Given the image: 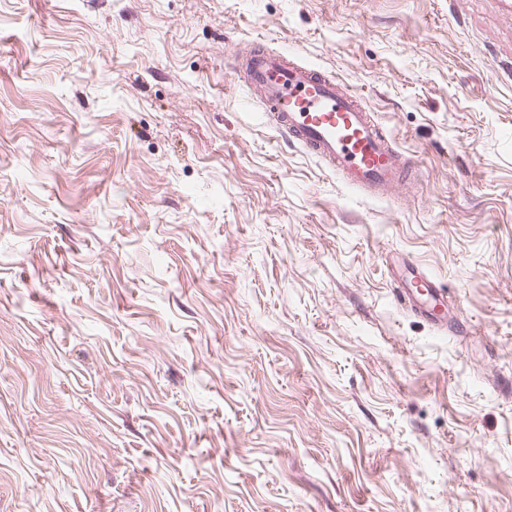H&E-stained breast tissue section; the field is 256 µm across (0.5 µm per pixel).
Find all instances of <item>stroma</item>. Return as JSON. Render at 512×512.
<instances>
[{
  "mask_svg": "<svg viewBox=\"0 0 512 512\" xmlns=\"http://www.w3.org/2000/svg\"><path fill=\"white\" fill-rule=\"evenodd\" d=\"M256 40L411 180L263 123ZM0 512H512V0H0ZM239 59L237 70L243 72L267 123L347 187L384 197L410 174V158L393 145L356 89L261 43ZM394 291L395 301L399 305L409 307L412 311L440 323L435 313L425 307V300L431 299L435 305H446V290L430 275L422 272L413 274L411 280L398 282Z\"/></svg>",
  "mask_w": 512,
  "mask_h": 512,
  "instance_id": "35a3bbf8",
  "label": "stroma"
}]
</instances>
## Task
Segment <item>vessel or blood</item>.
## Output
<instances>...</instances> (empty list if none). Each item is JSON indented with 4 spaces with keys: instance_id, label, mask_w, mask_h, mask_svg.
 <instances>
[{
    "instance_id": "b4317fda",
    "label": "vessel or blood",
    "mask_w": 512,
    "mask_h": 512,
    "mask_svg": "<svg viewBox=\"0 0 512 512\" xmlns=\"http://www.w3.org/2000/svg\"><path fill=\"white\" fill-rule=\"evenodd\" d=\"M240 61L247 85L273 128L347 187L382 197L407 178L410 158L393 145L356 89L261 43L253 44ZM394 298L430 319L434 313L429 303H444L446 291L422 272L397 283Z\"/></svg>"
}]
</instances>
